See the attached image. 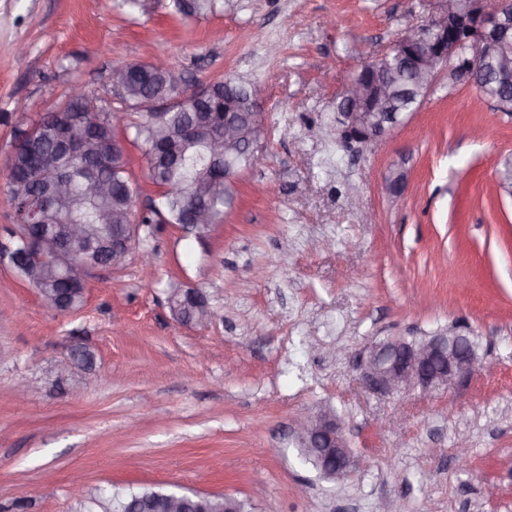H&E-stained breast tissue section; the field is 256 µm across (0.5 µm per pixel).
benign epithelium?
I'll list each match as a JSON object with an SVG mask.
<instances>
[{"instance_id": "1", "label": "benign epithelium", "mask_w": 512, "mask_h": 512, "mask_svg": "<svg viewBox=\"0 0 512 512\" xmlns=\"http://www.w3.org/2000/svg\"><path fill=\"white\" fill-rule=\"evenodd\" d=\"M435 4L430 18L406 28L387 55L398 57L410 68L423 96L437 81L441 67L451 62L459 79L489 91L497 110L512 115V0H435ZM171 77L181 90L180 99H209L208 87L188 83L177 71ZM392 95L393 88L386 80L366 82L360 75L347 80L337 107L344 146L355 144L358 150L368 152L391 132L400 117L386 109ZM72 97L80 107L83 134L93 133L102 111L100 100L81 88L74 89ZM223 118L224 140L217 139L213 130L199 127L191 129L192 135L206 138L216 156L227 159L247 149L253 163L262 164L260 147L242 140L239 113L232 104H224ZM200 199L198 190L191 195L187 208V219L198 239L206 236V209ZM140 230V224L112 225V266L126 260ZM172 311L184 325L205 326L219 318L196 288L185 289ZM83 352L84 346L75 345L57 365L59 374L64 376L79 366ZM356 368L363 388L383 397L416 390L431 393L489 370L464 323L411 340L390 337L375 341L357 355ZM294 430L300 447L313 451L320 476L341 477L347 473L352 456L336 416L304 414L295 419ZM189 508L187 495L175 492L165 499V512H188Z\"/></svg>"}]
</instances>
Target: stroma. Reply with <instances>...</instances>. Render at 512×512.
<instances>
[{
  "label": "stroma",
  "mask_w": 512,
  "mask_h": 512,
  "mask_svg": "<svg viewBox=\"0 0 512 512\" xmlns=\"http://www.w3.org/2000/svg\"><path fill=\"white\" fill-rule=\"evenodd\" d=\"M433 10L432 0H0V248L14 243L15 131L75 84L111 100L114 67L245 82L261 96L266 156L238 172L205 240L157 225L122 266L91 271L79 310L47 308L0 263V512L22 500L30 512H79L76 471L92 496L160 485L226 494L252 512H512V198L498 188L512 118L445 67L373 152L343 147L336 128L346 79ZM174 282L199 289L221 320L178 322ZM461 321L489 372L432 394L361 389L365 346ZM75 344L96 368L59 378ZM304 412L336 415L353 454L344 476L320 478L300 456Z\"/></svg>",
  "instance_id": "obj_1"
}]
</instances>
